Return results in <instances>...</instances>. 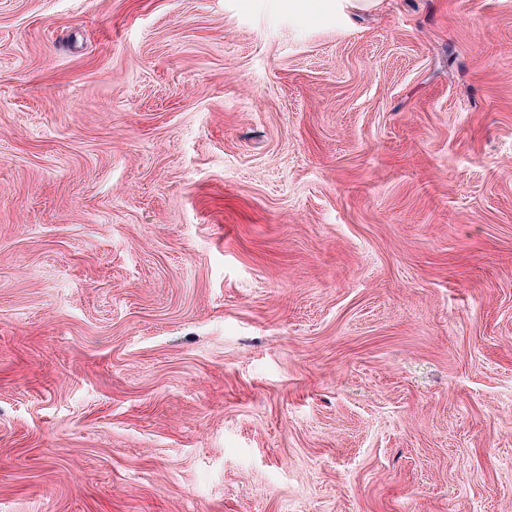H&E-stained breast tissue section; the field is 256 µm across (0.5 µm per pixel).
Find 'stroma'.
<instances>
[{"label":"stroma","instance_id":"obj_1","mask_svg":"<svg viewBox=\"0 0 512 512\" xmlns=\"http://www.w3.org/2000/svg\"><path fill=\"white\" fill-rule=\"evenodd\" d=\"M0 512H512V0H0Z\"/></svg>","mask_w":512,"mask_h":512}]
</instances>
